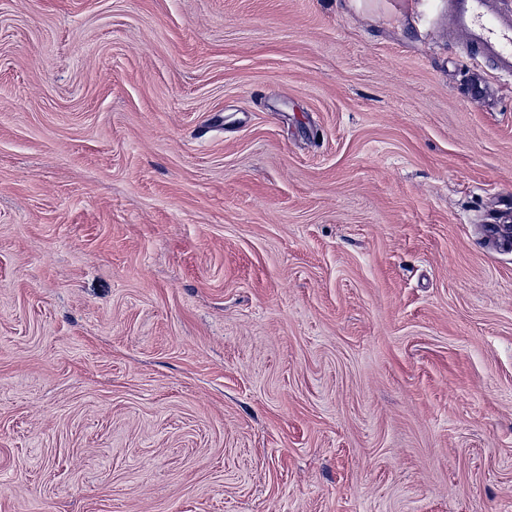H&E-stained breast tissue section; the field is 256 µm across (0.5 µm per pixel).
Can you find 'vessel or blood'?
<instances>
[{
	"label": "vessel or blood",
	"instance_id": "b4317fda",
	"mask_svg": "<svg viewBox=\"0 0 512 512\" xmlns=\"http://www.w3.org/2000/svg\"><path fill=\"white\" fill-rule=\"evenodd\" d=\"M448 21L468 53L492 62L498 77L512 79V13L497 0H448Z\"/></svg>",
	"mask_w": 512,
	"mask_h": 512
}]
</instances>
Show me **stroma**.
<instances>
[{
    "label": "stroma",
    "instance_id": "1",
    "mask_svg": "<svg viewBox=\"0 0 512 512\" xmlns=\"http://www.w3.org/2000/svg\"><path fill=\"white\" fill-rule=\"evenodd\" d=\"M494 222L438 0H0V512H512Z\"/></svg>",
    "mask_w": 512,
    "mask_h": 512
}]
</instances>
